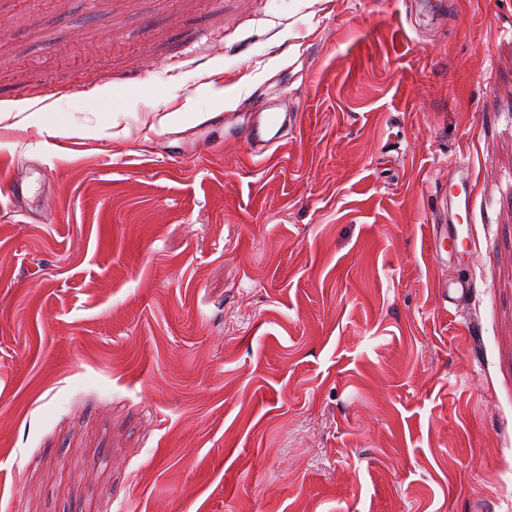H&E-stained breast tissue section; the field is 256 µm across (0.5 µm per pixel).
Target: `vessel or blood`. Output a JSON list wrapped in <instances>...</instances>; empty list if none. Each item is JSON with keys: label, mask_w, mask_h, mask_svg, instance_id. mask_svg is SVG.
<instances>
[{"label": "vessel or blood", "mask_w": 512, "mask_h": 512, "mask_svg": "<svg viewBox=\"0 0 512 512\" xmlns=\"http://www.w3.org/2000/svg\"><path fill=\"white\" fill-rule=\"evenodd\" d=\"M283 124L282 117L272 108L257 113L245 136L253 156H262L264 148L275 142ZM474 193L475 183L470 169L458 168L442 196L445 227L434 231L432 236V253L438 261L454 264L459 260L462 250L469 248L474 230L463 226L461 220L463 213L472 209ZM472 288L471 281L451 280L445 282L443 296L449 306L457 307L470 295Z\"/></svg>", "instance_id": "1"}]
</instances>
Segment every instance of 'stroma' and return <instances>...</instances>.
I'll return each instance as SVG.
<instances>
[{"label": "stroma", "instance_id": "1", "mask_svg": "<svg viewBox=\"0 0 512 512\" xmlns=\"http://www.w3.org/2000/svg\"><path fill=\"white\" fill-rule=\"evenodd\" d=\"M264 104L297 121L259 161ZM28 106L0 512H512V0H0ZM475 186L472 173L467 167L457 168L455 177L448 181V191L445 190L442 196L444 230L441 228L438 231V226L436 228L434 225L432 236L433 256L442 263L454 264L462 253L467 252L474 239L473 226L466 224L463 227L461 213L464 211L466 215L470 214ZM444 300L448 302V307L459 306L470 295L473 285L469 280H450L442 286Z\"/></svg>", "mask_w": 512, "mask_h": 512}]
</instances>
